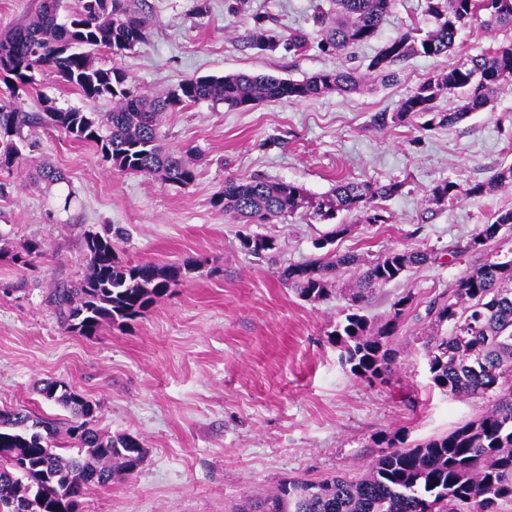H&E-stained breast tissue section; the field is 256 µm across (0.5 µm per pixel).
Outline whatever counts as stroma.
Instances as JSON below:
<instances>
[{
    "label": "stroma",
    "instance_id": "stroma-1",
    "mask_svg": "<svg viewBox=\"0 0 512 512\" xmlns=\"http://www.w3.org/2000/svg\"><path fill=\"white\" fill-rule=\"evenodd\" d=\"M326 0H138L152 26L146 43L117 57L146 91L162 95L181 80L244 72L301 80L322 71L366 67L409 27L430 29L424 0H395L375 38L350 56L311 48L301 55L258 54L250 46L253 17L281 33L315 28ZM512 31L463 30L448 56L414 55L392 66L397 80L368 81L358 92L328 93L244 109L201 103L167 113L170 147L199 156L195 183L179 188L114 170L91 144L43 126L26 130V155L61 170L74 197L69 209L31 182L27 170L0 174V409L22 408L61 423L62 406L39 393L62 381L96 408L95 426L139 438L147 455L126 479L92 488L81 512H234L245 498L271 492L284 478L329 474L356 478L377 456L378 433L423 442L478 417L480 398L455 399L431 388L420 348L424 324L415 313L401 323L389 382L356 380L339 361L329 334L347 304L349 275L331 296L310 303L279 279L281 266L317 257L326 232L304 212L264 224H240L213 199L230 177L260 176L301 186L313 198L338 180L402 182L385 208L388 223L339 213L348 231L334 247L375 258L399 248L438 253L435 264L370 292L366 312L384 318L394 298L413 292L418 306L447 289L466 259L447 261L488 217L512 208V188L452 205L428 202L442 179L489 178L512 163V84L487 108L457 124L427 126L417 118L379 129L377 112H393L422 81L491 46ZM95 111L50 74L25 100ZM121 226L117 256L127 264L193 262L169 292L126 326L97 335L67 332L49 296L87 273V234ZM272 239L269 256L249 253L243 235ZM44 255L32 266L14 261L31 242Z\"/></svg>",
    "mask_w": 512,
    "mask_h": 512
}]
</instances>
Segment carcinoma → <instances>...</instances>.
<instances>
[{
    "instance_id": "carcinoma-1",
    "label": "carcinoma",
    "mask_w": 512,
    "mask_h": 512,
    "mask_svg": "<svg viewBox=\"0 0 512 512\" xmlns=\"http://www.w3.org/2000/svg\"><path fill=\"white\" fill-rule=\"evenodd\" d=\"M433 28H411L387 42L366 70L341 68L302 81L235 73L192 77L166 96L154 97L135 84L119 66L96 62L105 50L117 56L146 42L150 19L136 0H39L21 22L0 33V172L22 168L24 129L51 127L69 137L93 143L104 161L127 173L158 178L180 187L196 179L195 164L165 147L160 136L163 113L207 102L240 108L260 102L294 101L336 92L358 91L368 79L392 82V63L413 55L439 57L455 48L466 28L487 32L512 30V0H425ZM315 17L316 30L293 31L280 42L265 34L255 19L252 48L261 53L284 46L295 54L317 46L324 53L345 54L375 37L394 0H329ZM44 72L75 88L87 101H108L106 112H85L40 99L41 111L23 109V95ZM512 82V44L487 48L419 84L394 112H378L374 126L385 129L422 116L439 126L460 122L485 109L496 90ZM445 93L461 104L440 112ZM35 181L50 189L67 182L58 169L43 164ZM512 187V164L484 182H436L429 198L442 205L482 198ZM402 183L339 180L331 193L312 202L303 188L260 177L229 178L213 203L243 224L284 219L308 209L320 221L342 211L358 212L369 224H385L382 203L401 192ZM117 227L109 235L85 238L88 273L77 284L55 289L52 303L66 330L94 336L105 323L123 324L142 316L177 285L183 267L151 262L122 264ZM512 209L499 210L463 243L448 251L452 258L472 257L464 273L426 306L430 335L423 342L431 383L454 398H482L489 404L480 416L445 435L407 443L399 436L379 435L380 454L356 479L330 475L312 480L290 478L265 497L249 498L241 512H496L498 502L512 500ZM242 244L255 255L274 249L261 236ZM437 260L432 253L393 249L377 258L353 253L291 263L279 272L281 282L310 302L326 299L339 277L352 273L347 313L331 332L342 364L359 381L385 383L392 375L394 347L401 319L413 308L411 292L397 296L386 320L365 314L368 293L383 288L409 270ZM47 401L62 405L73 420L58 443L59 428L25 409L0 410V512H79L81 499L94 486L132 474L147 454L129 435L108 436L94 427L96 409L64 382L40 389Z\"/></svg>"
}]
</instances>
